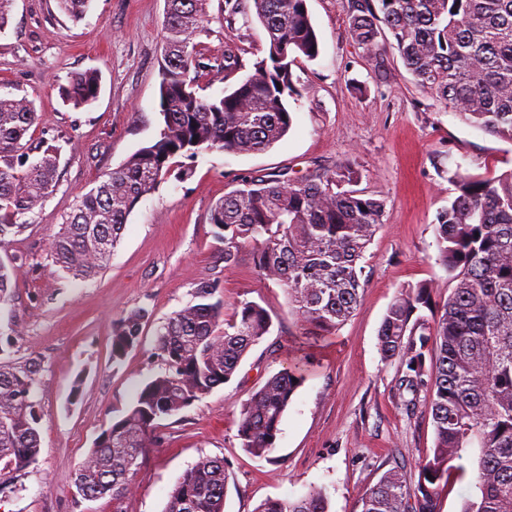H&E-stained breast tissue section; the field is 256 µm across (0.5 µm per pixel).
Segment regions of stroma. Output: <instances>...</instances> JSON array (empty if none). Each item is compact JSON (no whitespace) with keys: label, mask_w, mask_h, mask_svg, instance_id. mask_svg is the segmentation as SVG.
Returning <instances> with one entry per match:
<instances>
[{"label":"stroma","mask_w":512,"mask_h":512,"mask_svg":"<svg viewBox=\"0 0 512 512\" xmlns=\"http://www.w3.org/2000/svg\"><path fill=\"white\" fill-rule=\"evenodd\" d=\"M307 6L320 54L293 68L300 94L288 101V135L259 153L209 149L176 157V165L191 166V176H168L143 197L106 268L80 283L54 264L49 243L77 195L159 134L165 0H91L78 23L56 0H16L0 31V97L33 100V140H55L61 153L52 195L23 216L25 231L0 249L1 262L21 266L13 300L0 308V334L13 338L11 359L43 364L39 462L17 496H0V512H113L111 497L78 494L76 470L158 370L160 326L195 303L200 282L212 280L224 286L225 314L237 301H254L272 313L274 328L229 382L161 421L160 441L144 455L122 512H164L180 476L202 456L226 466L224 512H256L268 499H294L313 487L326 492L330 512H353L392 467L416 481V462L435 446L434 427L426 407L411 417L400 409L399 363L383 359L378 330L404 286L425 283L436 304L447 300L453 283L436 261L434 224L454 197L450 178L459 169H511L512 142L462 123L418 88L391 42L368 58L350 37L342 0ZM199 41L213 67L202 82L209 99L231 90L268 48L250 0L234 15L226 0H209ZM228 52L239 61L229 74ZM89 69L101 76L97 101L79 109L64 104L60 85ZM349 161L359 166L362 187L384 200V223L362 261L354 315L334 334L319 336L297 320L284 289L260 276L250 250L225 266L209 213L251 177L284 171L298 180ZM139 309L146 312L140 343L113 362L112 325ZM292 357L304 358L305 381L282 418L273 461H260L241 446V412L254 389ZM78 378L83 390L76 398Z\"/></svg>","instance_id":"35a3bbf8"}]
</instances>
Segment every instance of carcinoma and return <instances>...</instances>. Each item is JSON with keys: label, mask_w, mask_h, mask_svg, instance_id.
<instances>
[{"label": "carcinoma", "mask_w": 512, "mask_h": 512, "mask_svg": "<svg viewBox=\"0 0 512 512\" xmlns=\"http://www.w3.org/2000/svg\"><path fill=\"white\" fill-rule=\"evenodd\" d=\"M90 0H57L74 22ZM268 41L253 72L217 99L198 95L209 74L196 38L208 0H165L159 64L157 140L135 151L79 196L50 243L54 263L76 281L97 277L140 200L170 173L177 156L201 149L265 151L293 124L288 99L298 94L293 66L318 57L307 0H252ZM351 39L369 55L392 37L418 87L465 124L512 142V0H345ZM100 93L97 71L72 75L64 103L81 108ZM38 115L26 97L0 98V248L23 231L17 219L42 207L58 178L59 147L28 139ZM362 172L347 165L294 182L287 174L256 176L210 211L224 240V264L254 248L253 263L281 285L301 322L331 333L353 314L363 287L361 261L383 224L385 204L355 188ZM456 196L437 215V261L455 282L438 310L430 288L409 286L389 306L378 337L383 359L401 368L398 397L408 413L430 388L432 456L416 464L417 481L391 468L366 489L356 512H440L438 487L448 476L477 472L462 512H512V168L497 176L457 172ZM18 267L0 262V306L12 301ZM196 303L173 312L157 332L160 369L126 413L103 429L75 477L79 495H112L113 512L129 491L146 449L158 444V422L180 414L229 382L250 348L270 334L271 313L241 300L224 318V291L201 283ZM428 310L431 317L420 315ZM145 314L128 313L112 329V358L140 341ZM0 337V471L38 463L41 362L2 358ZM305 381L298 363L269 376L245 403L242 448L272 460L280 423ZM224 459L201 457L180 477L165 512H224ZM256 512H329L321 489L268 499Z\"/></svg>", "instance_id": "1"}]
</instances>
